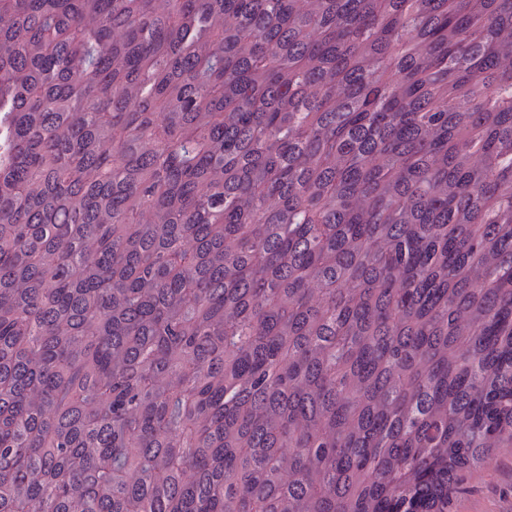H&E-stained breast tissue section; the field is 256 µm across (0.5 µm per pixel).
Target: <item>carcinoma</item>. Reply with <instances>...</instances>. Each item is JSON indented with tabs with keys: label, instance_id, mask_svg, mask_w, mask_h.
<instances>
[{
	"label": "carcinoma",
	"instance_id": "1",
	"mask_svg": "<svg viewBox=\"0 0 512 512\" xmlns=\"http://www.w3.org/2000/svg\"><path fill=\"white\" fill-rule=\"evenodd\" d=\"M512 0H0V512H453L512 446Z\"/></svg>",
	"mask_w": 512,
	"mask_h": 512
}]
</instances>
